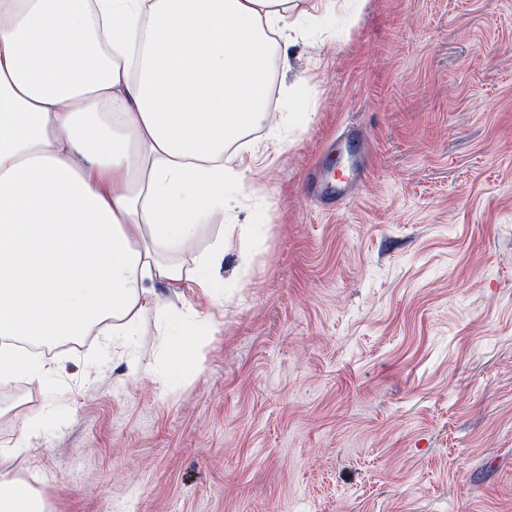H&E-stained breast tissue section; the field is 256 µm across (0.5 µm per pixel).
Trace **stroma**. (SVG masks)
Returning <instances> with one entry per match:
<instances>
[{
  "mask_svg": "<svg viewBox=\"0 0 512 512\" xmlns=\"http://www.w3.org/2000/svg\"><path fill=\"white\" fill-rule=\"evenodd\" d=\"M299 25L270 61L293 120L224 153L259 162L217 288H154L217 323L198 365L170 375L183 331L147 309L0 392V473L52 512H512V0ZM341 136L368 174L326 211L308 173Z\"/></svg>",
  "mask_w": 512,
  "mask_h": 512,
  "instance_id": "obj_1",
  "label": "stroma"
}]
</instances>
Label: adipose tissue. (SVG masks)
<instances>
[{"instance_id": "adipose-tissue-1", "label": "adipose tissue", "mask_w": 512, "mask_h": 512, "mask_svg": "<svg viewBox=\"0 0 512 512\" xmlns=\"http://www.w3.org/2000/svg\"><path fill=\"white\" fill-rule=\"evenodd\" d=\"M297 0H0V382L44 381L14 349L134 333L157 282L214 285V252L176 257L224 216L247 162L224 151L270 121L269 57ZM0 512H47L0 474Z\"/></svg>"}]
</instances>
